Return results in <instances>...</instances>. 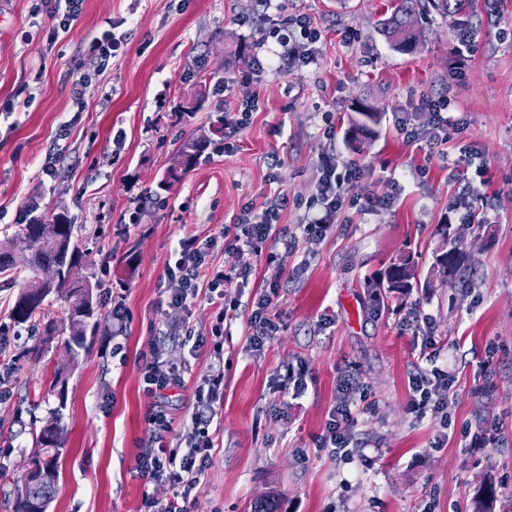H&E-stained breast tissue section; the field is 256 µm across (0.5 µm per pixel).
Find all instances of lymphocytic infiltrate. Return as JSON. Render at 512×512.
<instances>
[{"label": "lymphocytic infiltrate", "instance_id": "f902f5d3", "mask_svg": "<svg viewBox=\"0 0 512 512\" xmlns=\"http://www.w3.org/2000/svg\"><path fill=\"white\" fill-rule=\"evenodd\" d=\"M274 0H252V16L270 23V37L275 46L268 59L253 56L250 62L252 72L261 73L265 68L287 71L291 67L310 65L317 60L315 44L317 31L311 30L306 17L272 23L271 12ZM422 106L433 115L429 127H409L407 121L398 120V128L404 132L408 141L425 143L428 147L446 143L448 140V119L445 112L446 100L423 98ZM318 167L321 175L316 192L306 208V218L302 226L304 233L324 237L331 231L333 224L345 207H357L363 211L375 210L386 204V197L371 194H359L354 190L361 177L360 166L353 162H344L335 154L319 157ZM271 212L256 217L243 212L238 227L243 243L254 252L265 255L267 265L283 268L289 255L295 252L297 238L285 231L275 230ZM218 242L217 236L206 237L189 234L183 236L172 254L173 263L167 268L170 280L176 286L170 289L168 304L177 316L170 325L171 336L181 338L182 342L194 346H209L214 363L208 374L201 377L197 387L196 402L189 423L184 426L182 446H172L168 436L173 430V418L161 401L163 390L177 384L183 376V369L168 361L164 356L165 338L153 337L149 345V356L142 371L145 391L152 396L153 402L146 414L148 438L146 448L139 456L137 469L142 478L151 484H166L172 491V497L165 512H188L187 504L192 491L204 480L211 465L214 439L209 432L217 414V403L224 396V353L221 339L224 324L237 316L239 303L232 298L229 287H242L247 283L250 271L246 268L224 267L214 263L211 252ZM207 288V301L214 309L215 323L210 336L196 334L188 327L184 317L188 311L189 300L195 299L200 288ZM273 294H266L255 302L248 318V347L253 353H260L267 340L280 329L279 321L272 312ZM437 351L426 355L427 367L417 368L409 376V386L413 393L411 405L415 411L422 412L433 408L442 413L448 408V399L453 388L454 377L450 371L436 366ZM342 397L333 410L326 430L320 439V446L332 452L354 454L363 448L359 438L348 396L357 388L354 379H344L340 385Z\"/></svg>", "mask_w": 512, "mask_h": 512}]
</instances>
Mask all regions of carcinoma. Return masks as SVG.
Here are the masks:
<instances>
[{
    "label": "carcinoma",
    "mask_w": 512,
    "mask_h": 512,
    "mask_svg": "<svg viewBox=\"0 0 512 512\" xmlns=\"http://www.w3.org/2000/svg\"><path fill=\"white\" fill-rule=\"evenodd\" d=\"M469 0H397L391 16L382 22V31L391 47L400 53L413 49L418 31L411 23L417 13L430 9L443 13L462 14ZM211 139L201 133L185 140L179 147L181 169L171 168L169 178L180 179L210 146ZM17 236L31 240L29 266L36 277L35 284L23 289L16 297L11 317L15 323H44L43 336L49 342L56 336L68 334L67 346L77 357L88 348L87 340L97 334L98 320L95 308L99 306L97 292L101 281L94 273L81 278L69 275L74 268L93 266L89 253L80 248L75 238V224L66 208H61L47 221L32 205L24 210ZM446 262H434L448 281L456 278L460 262L457 248L446 250ZM369 287L376 295H395L412 288H431L432 280L421 279L413 258L404 254L392 263L384 276L370 281ZM65 303V316L59 320L49 318L45 303L49 299ZM65 404L57 406L51 418L46 420L35 434V450L32 456L43 477L32 483L23 482L18 489L13 512H30V502L38 499L53 501L58 483L57 463L61 456L59 445L53 438L55 429L62 423Z\"/></svg>",
    "instance_id": "1"
}]
</instances>
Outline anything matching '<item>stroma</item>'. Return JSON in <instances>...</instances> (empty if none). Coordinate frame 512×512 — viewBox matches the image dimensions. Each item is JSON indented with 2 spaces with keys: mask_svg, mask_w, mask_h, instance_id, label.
<instances>
[{
  "mask_svg": "<svg viewBox=\"0 0 512 512\" xmlns=\"http://www.w3.org/2000/svg\"><path fill=\"white\" fill-rule=\"evenodd\" d=\"M391 3L288 0V16H307L320 30L318 59L252 77L248 58L266 28L251 18V0H86L53 44L52 21L33 0H0V106L29 86L27 104L0 113V248L18 250L17 275L0 274V324L12 325L14 301L33 283L16 236L30 205L47 217L67 208L82 248L111 272L98 292L100 331L78 359L64 337L46 345L25 326L0 353L10 366L0 377V512H12L34 449L30 423L59 407L50 389L59 369L68 389L59 407L65 451L49 512H164L167 487L147 489L137 470L150 402L141 367L155 330L169 324L166 264L190 230L223 234L215 259L251 270L238 316L224 325V404L209 428L217 446L190 512H247L269 491L279 512H512V0H472L473 40L461 57L460 18L436 10L422 19L412 52L393 51L379 29ZM113 23L127 36L124 53L73 95L71 74L88 42ZM223 82L226 93L216 94ZM426 95L448 100V141L434 150L397 129L401 116L430 124L419 108ZM250 98L258 108L233 149L207 150L158 191L182 142ZM363 103L382 116L366 131L358 127ZM332 150L362 167L359 191L380 196L396 183L398 195L371 214L345 209L326 237L300 236L283 270L267 266L235 239L244 208L261 213L284 194L275 226L296 230L318 158ZM463 195L468 212L453 211ZM138 202L139 222L126 224ZM446 223L460 239L467 282L433 277V288L379 302L368 282L401 255L432 277ZM275 280L281 328L256 355L247 342L251 305ZM116 299L131 316L117 339ZM413 312L431 317L436 348L455 369L444 418L409 407L408 377L426 364L404 325ZM166 356L186 366L162 397L177 439L210 359L178 342ZM297 360L308 368L307 388L280 398L276 374ZM350 372L362 384L351 408L368 441L353 458L318 447ZM485 431L496 443L471 447Z\"/></svg>",
  "mask_w": 512,
  "mask_h": 512,
  "instance_id": "35a3bbf8",
  "label": "stroma"
}]
</instances>
